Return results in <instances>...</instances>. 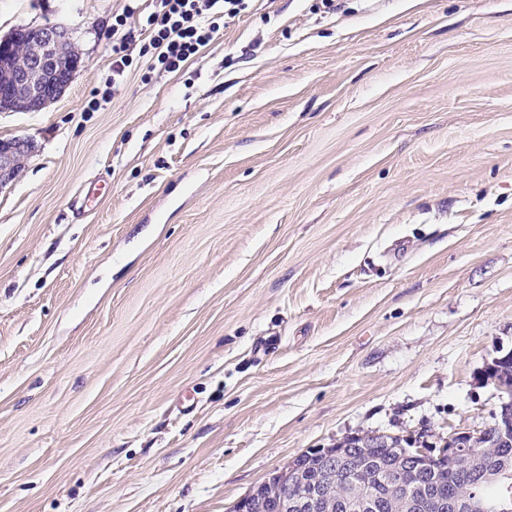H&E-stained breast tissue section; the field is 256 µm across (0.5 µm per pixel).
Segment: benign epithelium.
Returning a JSON list of instances; mask_svg holds the SVG:
<instances>
[{
	"instance_id": "obj_1",
	"label": "benign epithelium",
	"mask_w": 512,
	"mask_h": 512,
	"mask_svg": "<svg viewBox=\"0 0 512 512\" xmlns=\"http://www.w3.org/2000/svg\"><path fill=\"white\" fill-rule=\"evenodd\" d=\"M82 53L74 46L72 32L60 25H23L0 38V109L11 112H40L58 99L75 73L82 66ZM32 151L28 139L13 137L0 139V191L14 181L25 158ZM504 416L501 439L512 434V391L495 385ZM482 430L461 428L448 437V447L437 454L416 446L408 449V465L417 470L428 469L436 460L449 459L466 466L485 455L477 443ZM504 471L488 470L485 481L504 486L498 512H512V484ZM325 490L319 489L298 495L287 501L290 509L314 510L322 505ZM445 512H486L483 498L472 495L465 499L442 502Z\"/></svg>"
}]
</instances>
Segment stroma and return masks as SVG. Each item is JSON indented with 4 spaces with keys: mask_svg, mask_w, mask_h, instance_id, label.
I'll use <instances>...</instances> for the list:
<instances>
[{
    "mask_svg": "<svg viewBox=\"0 0 512 512\" xmlns=\"http://www.w3.org/2000/svg\"><path fill=\"white\" fill-rule=\"evenodd\" d=\"M249 0L180 72L156 0H0L84 66L0 190V512H230L352 434L443 445L512 350V0ZM133 16L131 14H120L115 17V24L112 25V76L120 77L123 75L125 68L128 67V54H122L126 51L124 43L125 34L120 36V30L125 27L127 20Z\"/></svg>",
    "mask_w": 512,
    "mask_h": 512,
    "instance_id": "stroma-1",
    "label": "stroma"
}]
</instances>
